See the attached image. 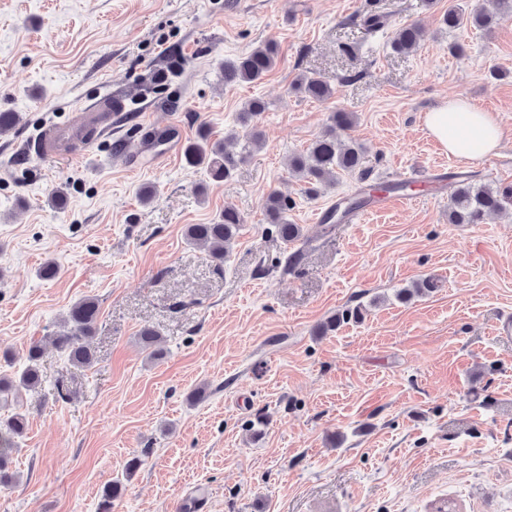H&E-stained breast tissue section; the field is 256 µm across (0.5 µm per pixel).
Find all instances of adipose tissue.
I'll return each mask as SVG.
<instances>
[{"mask_svg":"<svg viewBox=\"0 0 512 512\" xmlns=\"http://www.w3.org/2000/svg\"><path fill=\"white\" fill-rule=\"evenodd\" d=\"M429 135L449 155L475 160L494 154L503 133L496 116L475 102L453 97L424 116Z\"/></svg>","mask_w":512,"mask_h":512,"instance_id":"1","label":"adipose tissue"}]
</instances>
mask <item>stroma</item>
<instances>
[{"label":"stroma","mask_w":512,"mask_h":512,"mask_svg":"<svg viewBox=\"0 0 512 512\" xmlns=\"http://www.w3.org/2000/svg\"><path fill=\"white\" fill-rule=\"evenodd\" d=\"M473 2L0 0V112L20 117L0 133V376L75 302L100 305L93 366L43 342L41 387L0 402V418L29 420L0 512H98L118 478L112 512H512V334L497 330L512 317V205L449 223L448 181L359 224L319 220L361 183L447 161L423 115L451 96L492 110L504 132L466 174L512 187V19L488 33L442 23ZM370 9L390 19L372 37L354 21ZM411 22L419 46L393 52ZM267 41L278 56L265 80L225 85V63ZM302 74L332 97L295 91ZM111 91L130 112L95 133L91 156L16 163L47 125L79 127L78 102ZM254 98L264 141L231 179L180 152L151 162L155 135L240 132ZM337 111L356 117L344 137L363 146V173L311 196L288 160ZM273 191L302 228L289 270L263 207ZM228 205L243 224L218 268L184 230ZM48 261L52 279L39 274ZM425 278L432 292L397 299ZM355 306L361 322L326 329ZM148 325L154 358L138 340Z\"/></svg>","instance_id":"1"}]
</instances>
